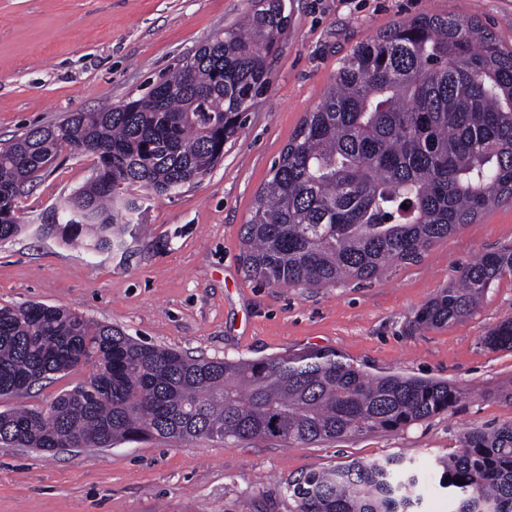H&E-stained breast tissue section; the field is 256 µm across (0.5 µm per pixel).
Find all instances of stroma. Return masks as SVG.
I'll return each instance as SVG.
<instances>
[{
	"instance_id": "1",
	"label": "stroma",
	"mask_w": 512,
	"mask_h": 512,
	"mask_svg": "<svg viewBox=\"0 0 512 512\" xmlns=\"http://www.w3.org/2000/svg\"><path fill=\"white\" fill-rule=\"evenodd\" d=\"M251 0H0V144L73 112L143 96L235 25ZM271 80L223 159L172 198L139 193L123 248L92 253L40 226L91 174L62 151L18 200L25 231L0 242V306H64L158 346L218 359L314 349L376 375L445 380L452 410L391 432L312 444L173 439L44 452L0 444V512H295L289 481L351 460L402 457L419 475V512H455L435 480L465 429L512 422V350L485 336L512 318V274L469 317L422 330L414 317L485 253L512 247V204L435 240L379 278L328 288L259 283L242 261L254 200L340 59L395 22L452 13L512 47V0H286ZM52 375L22 401L45 404L86 380ZM0 398V410L21 401Z\"/></svg>"
}]
</instances>
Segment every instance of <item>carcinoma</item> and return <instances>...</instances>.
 I'll return each instance as SVG.
<instances>
[{
	"label": "carcinoma",
	"instance_id": "cac0c4a2",
	"mask_svg": "<svg viewBox=\"0 0 512 512\" xmlns=\"http://www.w3.org/2000/svg\"><path fill=\"white\" fill-rule=\"evenodd\" d=\"M287 29L281 0H253L229 27L142 97L29 129L0 147V241L18 236V199L58 153L94 157L86 184L43 233L101 252L124 244L132 191L170 195L224 157L270 83ZM512 202V49L451 14L398 21L345 57L275 162L244 225L243 261L261 282L334 287L377 277ZM512 272V248L482 255L416 315L423 328L469 316ZM486 341L512 349V319ZM88 378L45 406L0 411V443L109 448L151 438L310 444L396 431L455 407L443 380L371 376L334 352L262 359L193 356L144 343L75 311L0 307V396L83 365ZM460 512H512V424L470 428L438 462ZM464 484L459 485L455 480ZM417 477L400 457L311 471L286 487L296 512H408Z\"/></svg>",
	"mask_w": 512,
	"mask_h": 512
}]
</instances>
